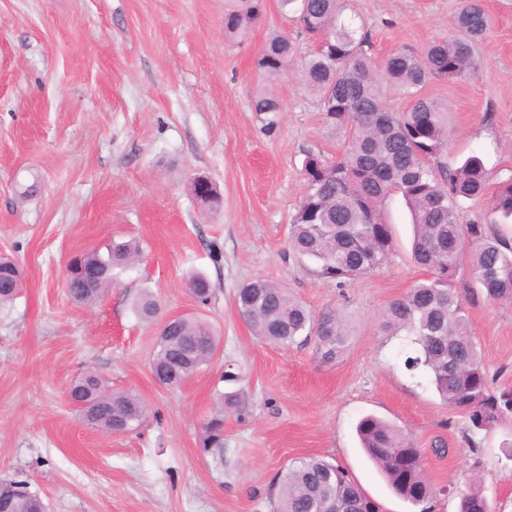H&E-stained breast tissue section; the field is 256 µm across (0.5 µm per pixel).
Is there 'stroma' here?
Wrapping results in <instances>:
<instances>
[{
	"mask_svg": "<svg viewBox=\"0 0 512 512\" xmlns=\"http://www.w3.org/2000/svg\"><path fill=\"white\" fill-rule=\"evenodd\" d=\"M461 0H347L343 18L365 26L379 60L447 36ZM229 0H0V255L23 271L0 304V480L27 481L48 512H273L269 490L292 461L319 456L349 472L380 512H457L472 474L464 418L427 378L403 366L398 339L381 332L386 305L424 272L411 259V217L400 198L384 212L389 263L337 287L288 248L303 196L307 152L342 153L347 129L330 124L302 68L316 43L278 0H265L246 40L224 35ZM492 25L479 45L484 67L424 92L447 102L449 163L479 154L495 179L512 176V0H486ZM297 44L274 90L273 130L253 112L265 85L255 57L271 33ZM207 175L223 197L213 215L190 192ZM140 242V260L114 272L94 306L73 301L66 266L113 241ZM205 275L200 304L189 278ZM263 278L312 310L340 308L352 338L322 362L313 343L288 347L252 336L235 308L244 282ZM152 294L153 319L134 311ZM196 314L220 333L214 359L176 389L149 365L164 320ZM494 387L512 385V304L469 309ZM149 405L135 431L113 435L83 423L67 388L85 369ZM237 374L225 382V372ZM224 456L203 454V423L222 394ZM374 414L426 448L436 496L410 504L392 494L355 432ZM512 420L479 434L476 474L494 512H512V460L501 451Z\"/></svg>",
	"mask_w": 512,
	"mask_h": 512,
	"instance_id": "obj_1",
	"label": "stroma"
}]
</instances>
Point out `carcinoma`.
<instances>
[{
	"instance_id": "cac0c4a2",
	"label": "carcinoma",
	"mask_w": 512,
	"mask_h": 512,
	"mask_svg": "<svg viewBox=\"0 0 512 512\" xmlns=\"http://www.w3.org/2000/svg\"><path fill=\"white\" fill-rule=\"evenodd\" d=\"M232 2L224 13V34L242 42L259 20L264 0ZM280 4L296 5L301 29L318 42L304 66L307 90L331 124L350 127L338 157L329 160L306 153L305 188L289 227V245L314 263L318 276L338 285L354 281L389 261L392 232L382 208L390 196H402L413 227L412 259L426 276L387 304L382 331L389 339L404 337L406 370L427 373L445 404L467 417L465 441L476 453L475 437L512 417V387L491 389L467 311V304L480 299L512 303V239L487 231L489 224H512V177L500 182L488 220L462 223V201L484 198L493 175L476 153L448 168V104L424 95L423 88L432 78L452 82L479 72L478 45L490 28V14L483 0H463L448 38L430 43L420 53L398 48L379 65L371 54L368 31L340 20L342 0ZM295 54L288 34L274 32L259 51L256 67L274 80L287 71ZM389 85L409 99L406 110L386 107ZM253 109L282 111L272 86L257 91ZM141 253L138 242L126 241L112 244L104 254L92 250L73 257L65 278L69 296L95 304L112 287L113 270L134 264ZM16 271V263L0 255L1 303L12 300L20 287ZM189 289L202 304L212 294L210 282L199 275L189 280ZM234 303L252 333L266 342L289 346L300 338L312 340L326 362L338 359L347 347L349 334L338 310L316 313L271 280L243 284ZM135 308L143 319L157 312L149 294ZM217 348L209 321L179 316L159 333L150 363L152 378L166 389L178 388L214 358ZM68 395L74 404L87 397L97 401L98 410L83 421L105 433L132 431L148 414L140 396L112 389L91 369L72 381ZM356 432L361 448L394 494L412 504L436 494L425 475V449L400 429L366 415ZM201 448L206 454L223 455V408L207 420ZM270 497L276 501V512H378L377 503L344 469L318 457L284 468ZM44 508L26 483H0V512ZM457 512H492L473 475L458 491Z\"/></svg>"
}]
</instances>
